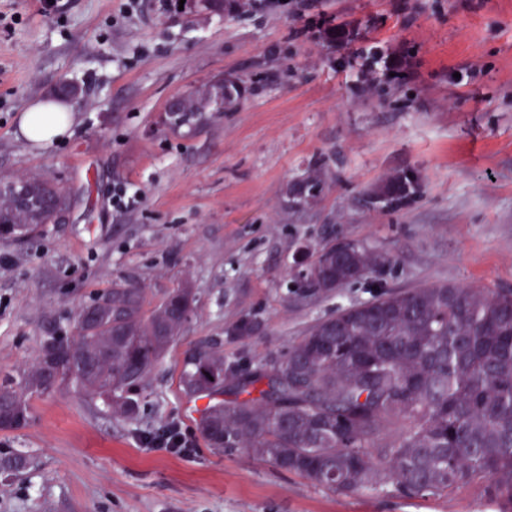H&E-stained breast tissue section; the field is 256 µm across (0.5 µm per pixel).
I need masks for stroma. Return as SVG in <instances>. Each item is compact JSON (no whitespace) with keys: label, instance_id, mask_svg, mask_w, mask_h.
<instances>
[{"label":"stroma","instance_id":"obj_1","mask_svg":"<svg viewBox=\"0 0 512 512\" xmlns=\"http://www.w3.org/2000/svg\"><path fill=\"white\" fill-rule=\"evenodd\" d=\"M223 76L242 87L232 109L170 125V97ZM68 80L83 89L73 134L29 144L21 112ZM29 174L73 206L0 241V377H21L113 284L142 285L152 307L188 282L197 310L137 419L71 388L31 398L29 422L0 431V455L33 461L0 473V512H493L474 486L344 496L247 449L215 451L179 377L201 344L254 365L378 291L512 290V0H248L221 17L175 0H0V179ZM402 174L412 200L372 206ZM310 176L321 195L290 206ZM120 187L130 205L113 204ZM341 241L389 261L330 297L287 296L298 248ZM255 312L260 335L225 336ZM173 425L190 447L151 445Z\"/></svg>","mask_w":512,"mask_h":512}]
</instances>
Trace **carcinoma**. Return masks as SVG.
I'll list each match as a JSON object with an SVG mask.
<instances>
[{"instance_id":"carcinoma-1","label":"carcinoma","mask_w":512,"mask_h":512,"mask_svg":"<svg viewBox=\"0 0 512 512\" xmlns=\"http://www.w3.org/2000/svg\"><path fill=\"white\" fill-rule=\"evenodd\" d=\"M224 85L189 94L170 120L180 125L201 111L234 105ZM29 201L0 192V239L36 232L54 222L67 199L41 175L21 177ZM291 198L303 207L323 190L317 179L297 184ZM414 182L397 176L372 200L388 208L405 204ZM387 262L363 246L340 254L316 251L292 293L330 296ZM98 316L76 321L71 336H50L43 346L96 361L92 370L62 368L43 376L37 356L18 381L0 382V413L31 418L30 398L71 385L94 394L118 416L140 410L146 380L196 311L191 288H175L145 310V289L115 285L97 295ZM263 323L257 313L225 330L252 339ZM234 359L206 345L179 377L185 395L208 403L197 431L216 450L247 448L253 457L299 474L343 495L394 487L408 497H444L465 484L483 488L494 512H512V291L447 283L382 293L341 308L313 324L284 351L242 376ZM229 391L230 400L214 396Z\"/></svg>"}]
</instances>
